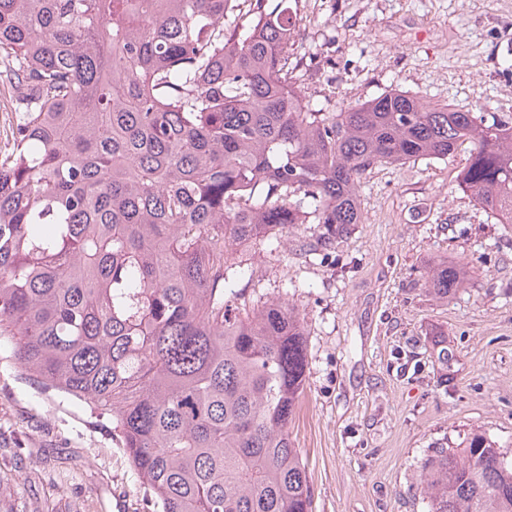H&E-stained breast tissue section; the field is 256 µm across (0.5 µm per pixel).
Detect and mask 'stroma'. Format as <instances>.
I'll list each match as a JSON object with an SVG mask.
<instances>
[{
	"mask_svg": "<svg viewBox=\"0 0 512 512\" xmlns=\"http://www.w3.org/2000/svg\"><path fill=\"white\" fill-rule=\"evenodd\" d=\"M299 85L329 112L388 89L512 125V0H301ZM447 159L362 179L361 223L329 253L318 224L238 247L248 305L306 319L308 371L288 432L311 512H429L419 466L478 433L512 458V224L458 185ZM465 264L437 297L427 273ZM0 512H161L118 432L83 400L0 355Z\"/></svg>",
	"mask_w": 512,
	"mask_h": 512,
	"instance_id": "obj_1",
	"label": "stroma"
}]
</instances>
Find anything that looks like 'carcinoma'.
Returning a JSON list of instances; mask_svg holds the SVG:
<instances>
[{
	"label": "carcinoma",
	"instance_id": "cac0c4a2",
	"mask_svg": "<svg viewBox=\"0 0 512 512\" xmlns=\"http://www.w3.org/2000/svg\"><path fill=\"white\" fill-rule=\"evenodd\" d=\"M297 22V0H0V349L112 417L162 512H310L288 435L304 317L239 302L234 247L321 224L326 250L373 167L465 142L459 185L512 224L511 126L399 89L325 112L293 75ZM419 469L429 512H512L483 435Z\"/></svg>",
	"mask_w": 512,
	"mask_h": 512
}]
</instances>
